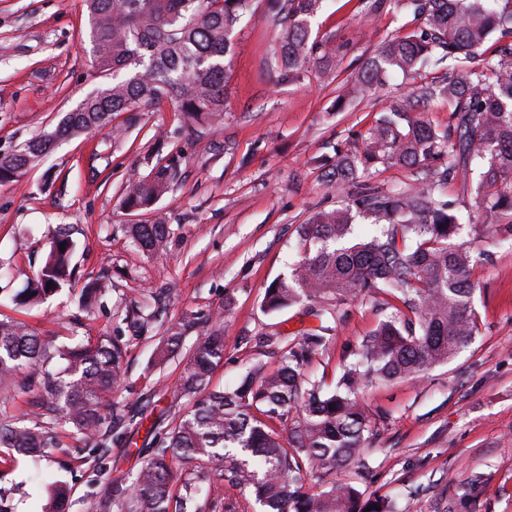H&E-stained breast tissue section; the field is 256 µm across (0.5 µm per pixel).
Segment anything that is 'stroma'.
Returning <instances> with one entry per match:
<instances>
[{"instance_id": "stroma-1", "label": "stroma", "mask_w": 512, "mask_h": 512, "mask_svg": "<svg viewBox=\"0 0 512 512\" xmlns=\"http://www.w3.org/2000/svg\"><path fill=\"white\" fill-rule=\"evenodd\" d=\"M365 4L324 0L311 21L312 38L339 47L345 79L383 41L417 26L404 11L377 14L362 28ZM280 38L270 0H251L225 59L221 121L184 132L182 114L168 101L132 123L121 113V138L106 128L59 142L39 166L0 185V319L21 321L59 345L121 337L126 372L112 401L143 418L124 427L101 469L76 436L47 456L0 462V512H40L60 483L71 491L69 512H117L112 486L146 463L151 423L168 425L187 402L178 377L204 331H191L180 353L161 362L156 349L167 324L222 315L224 362L211 381L219 389L235 385L251 366L277 367L269 336L317 326L302 307L270 313L261 302L266 287L301 257L298 226L346 198L324 181L323 161L338 144L366 135L381 111L438 71L424 69L413 80L391 73L385 85L339 111L331 79L312 69L290 77L270 66ZM108 82L93 64L84 0H0L1 154L51 133ZM172 153L180 155L181 171L170 191L148 213L126 210L128 183ZM477 179L470 174L435 194L457 203L454 241L476 258L469 278L478 332L455 358L415 380L363 389L364 406L378 416L369 467L354 463L336 475L357 485L364 499L392 500L396 512H512V233L478 213L471 195ZM156 219L171 235L150 254L132 243L126 227ZM62 228L74 242L70 281L40 301L15 304ZM96 279L112 287L87 320L79 300ZM384 301L377 294L343 305L306 373L334 386L342 362L389 315Z\"/></svg>"}]
</instances>
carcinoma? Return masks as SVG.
Listing matches in <instances>:
<instances>
[{"label":"carcinoma","mask_w":512,"mask_h":512,"mask_svg":"<svg viewBox=\"0 0 512 512\" xmlns=\"http://www.w3.org/2000/svg\"><path fill=\"white\" fill-rule=\"evenodd\" d=\"M250 0H86L95 67L112 84L67 112L53 134L37 135L0 154V183L14 180L45 157L52 143L109 126L118 112H146L163 101L176 104L190 127L210 125L224 112L225 57ZM322 0H283V34L271 64L293 75L313 67L338 72L336 46L311 40L310 21ZM412 10L420 30L385 40L357 76L337 86L336 106L353 101L399 71L453 60L460 76H446L411 91L409 106L383 112L362 145L336 147L329 182L349 189L347 201L313 213L300 225L305 250L290 274L265 289L262 306L274 312L300 305L319 321L280 348L278 367L256 365L232 389L210 388L224 361L223 328L204 337L180 376L189 405L178 422L159 430L147 463L130 483L113 489L121 512H187L193 492L221 468L224 488L210 502L224 512H245L253 496L263 512H391L385 498L368 503L336 471L364 460L376 419L362 405L361 390L373 383L413 380L448 363L467 347L478 326L470 306L474 286L469 249L451 243L458 219L454 203L429 188L382 192L359 184V172L379 164L413 170L435 165L446 184L467 181L476 208L492 224L512 232V0H369L364 24L383 10ZM494 48L484 49L491 35ZM448 104L452 126L438 129L422 117L420 102ZM179 156L169 154L148 176L127 187L124 205L149 212L174 183ZM375 218L376 232L349 239L354 213ZM132 242L149 253L166 245L161 221L127 225ZM65 249H60V244ZM72 244L60 238L16 304L37 301L72 275ZM386 294L395 313L378 323L343 365L333 392L304 374V365L328 343L324 322L361 295ZM193 322L165 329L158 347L164 360L183 346ZM126 348L100 336L94 343L56 347L14 320H0V388L37 396L38 415L60 421L97 448L112 440L114 406L108 397L125 374ZM59 446L57 431L28 428L0 418V447L40 457ZM193 465L173 491L171 461ZM69 489L60 484L42 512H64Z\"/></svg>","instance_id":"1"}]
</instances>
